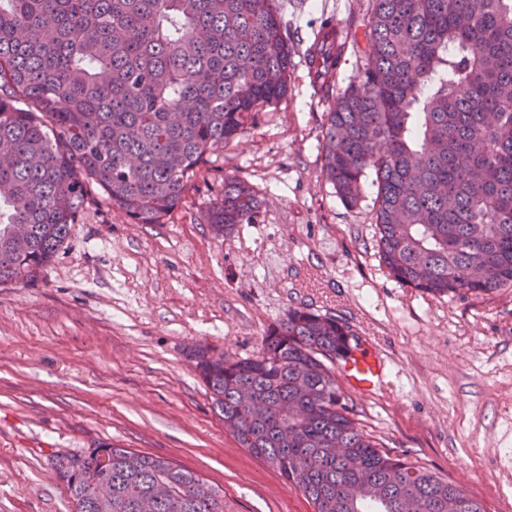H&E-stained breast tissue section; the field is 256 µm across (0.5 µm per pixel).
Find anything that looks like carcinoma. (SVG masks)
Wrapping results in <instances>:
<instances>
[{
	"mask_svg": "<svg viewBox=\"0 0 512 512\" xmlns=\"http://www.w3.org/2000/svg\"><path fill=\"white\" fill-rule=\"evenodd\" d=\"M363 79L324 124L322 175L355 206L375 175L388 276L428 294L512 288V0H371ZM292 48L278 0H0V285L31 286L100 194L137 224H163L224 146L287 91ZM338 56L311 75L329 94ZM261 201L224 177L205 214L214 238ZM350 332L292 309L259 355L191 367L241 447L314 512H485L443 474L364 433L337 381ZM112 459L108 512H224V495L164 457L99 442L53 468L82 512Z\"/></svg>",
	"mask_w": 512,
	"mask_h": 512,
	"instance_id": "1",
	"label": "carcinoma"
}]
</instances>
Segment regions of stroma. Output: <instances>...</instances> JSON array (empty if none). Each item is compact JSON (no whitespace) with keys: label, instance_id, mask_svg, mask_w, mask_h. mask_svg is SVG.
<instances>
[{"label":"stroma","instance_id":"1","mask_svg":"<svg viewBox=\"0 0 512 512\" xmlns=\"http://www.w3.org/2000/svg\"><path fill=\"white\" fill-rule=\"evenodd\" d=\"M296 48L288 89L225 146L163 224L108 201L84 210L33 287L0 286V512H71L55 456L94 442L168 458L224 492V512H314L224 430L187 357L203 343L256 357L269 325L307 309L345 322L386 361L348 392L385 447L448 477L486 512H512V290L434 296L380 261L373 175L346 206L321 173L327 97L304 52L326 19L355 42L337 90L359 80L369 0H278ZM262 201L216 239L203 215L225 176Z\"/></svg>","mask_w":512,"mask_h":512}]
</instances>
